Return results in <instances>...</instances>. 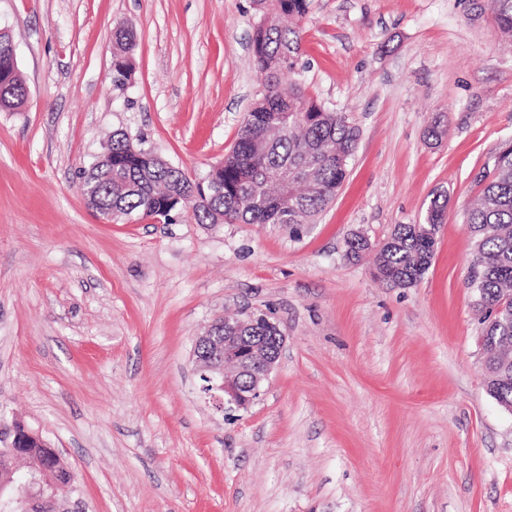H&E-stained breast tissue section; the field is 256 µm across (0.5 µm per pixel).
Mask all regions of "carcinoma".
<instances>
[{
    "instance_id": "cac0c4a2",
    "label": "carcinoma",
    "mask_w": 512,
    "mask_h": 512,
    "mask_svg": "<svg viewBox=\"0 0 512 512\" xmlns=\"http://www.w3.org/2000/svg\"><path fill=\"white\" fill-rule=\"evenodd\" d=\"M265 0H254L259 18L252 52L261 75L260 98L241 126L232 152L217 173L192 179L184 171L150 156L130 143L122 130L113 132L106 152L84 171L85 183L98 188L96 213L112 217L138 215L173 221L189 213L199 224H283L294 233L312 222L334 199L355 153L359 129L341 112L311 97L301 76V32L285 23L309 11L311 0H277L268 15ZM499 32L512 38V0H494ZM135 31L118 26L112 37V84L124 89L135 71ZM18 62L0 48V111L13 112L25 102L21 77L1 88ZM293 75L285 86L282 76ZM448 205L447 196L433 198L426 222L399 224L374 247L354 234L347 256L373 255L376 276L399 287H411L431 265L437 234ZM473 244L470 285L475 307L483 315L490 395L512 404V145L500 151L490 181L467 214ZM27 457L45 470L66 478L64 462L51 445L29 440ZM37 476L20 475L12 457L0 449V480L11 486Z\"/></svg>"
}]
</instances>
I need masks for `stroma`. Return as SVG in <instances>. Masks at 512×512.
Wrapping results in <instances>:
<instances>
[{
	"label": "stroma",
	"instance_id": "stroma-1",
	"mask_svg": "<svg viewBox=\"0 0 512 512\" xmlns=\"http://www.w3.org/2000/svg\"><path fill=\"white\" fill-rule=\"evenodd\" d=\"M253 0H0L28 101L0 112V408L87 512H512V414L485 386L467 212L512 143V44L490 0H311L313 98L360 130L315 223L107 221L83 172L115 130L198 177L259 96ZM138 36L112 84V32ZM440 123L439 139L428 136ZM448 198L414 286L349 259ZM266 314L260 398L202 389L195 339Z\"/></svg>",
	"mask_w": 512,
	"mask_h": 512
}]
</instances>
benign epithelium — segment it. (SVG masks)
<instances>
[{
    "instance_id": "1",
    "label": "benign epithelium",
    "mask_w": 512,
    "mask_h": 512,
    "mask_svg": "<svg viewBox=\"0 0 512 512\" xmlns=\"http://www.w3.org/2000/svg\"><path fill=\"white\" fill-rule=\"evenodd\" d=\"M241 326L227 325L215 334L207 331L197 337L193 359L200 376L207 380L205 391L222 392V404L245 409L261 396L264 382L276 369L285 344V336L239 335ZM40 484L46 485L45 503L54 509L69 490L59 477L39 471Z\"/></svg>"
}]
</instances>
